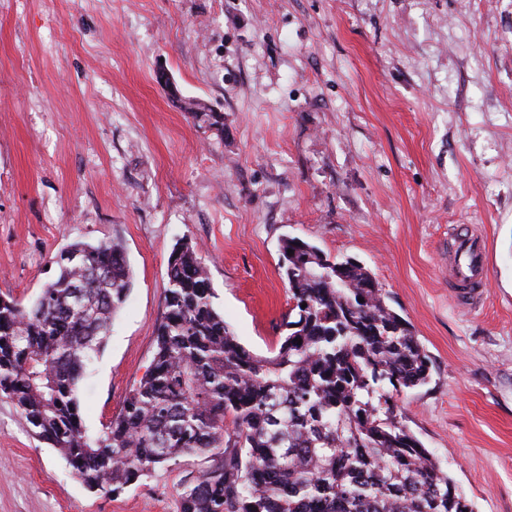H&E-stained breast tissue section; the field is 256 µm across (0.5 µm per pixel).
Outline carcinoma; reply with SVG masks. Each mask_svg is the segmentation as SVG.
<instances>
[{
    "label": "carcinoma",
    "mask_w": 512,
    "mask_h": 512,
    "mask_svg": "<svg viewBox=\"0 0 512 512\" xmlns=\"http://www.w3.org/2000/svg\"><path fill=\"white\" fill-rule=\"evenodd\" d=\"M280 251L291 307L266 356L224 322L198 246L179 244L153 359L91 432L79 384L132 271L114 240L70 244L31 304L0 296V398L96 493L198 456L209 465L184 484L179 512H474L390 394L429 379L411 324L363 264L290 236Z\"/></svg>",
    "instance_id": "cac0c4a2"
}]
</instances>
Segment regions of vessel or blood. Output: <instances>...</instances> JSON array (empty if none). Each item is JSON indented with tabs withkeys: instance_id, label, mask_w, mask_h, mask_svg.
Masks as SVG:
<instances>
[{
	"instance_id": "obj_1",
	"label": "vessel or blood",
	"mask_w": 512,
	"mask_h": 512,
	"mask_svg": "<svg viewBox=\"0 0 512 512\" xmlns=\"http://www.w3.org/2000/svg\"><path fill=\"white\" fill-rule=\"evenodd\" d=\"M450 253L454 296L459 305L466 307L487 278L485 243L481 236L464 229L453 236Z\"/></svg>"
}]
</instances>
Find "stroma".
I'll return each mask as SVG.
<instances>
[{
	"label": "stroma",
	"instance_id": "35a3bbf8",
	"mask_svg": "<svg viewBox=\"0 0 512 512\" xmlns=\"http://www.w3.org/2000/svg\"><path fill=\"white\" fill-rule=\"evenodd\" d=\"M459 224L486 244L469 308L448 286ZM287 235L388 292L431 357L403 424L475 512H512V0H0V295L30 303L75 241L121 242L133 271L80 385L90 430L152 360L182 240L270 354ZM206 465L96 494L0 399V512H179Z\"/></svg>",
	"mask_w": 512,
	"mask_h": 512
}]
</instances>
